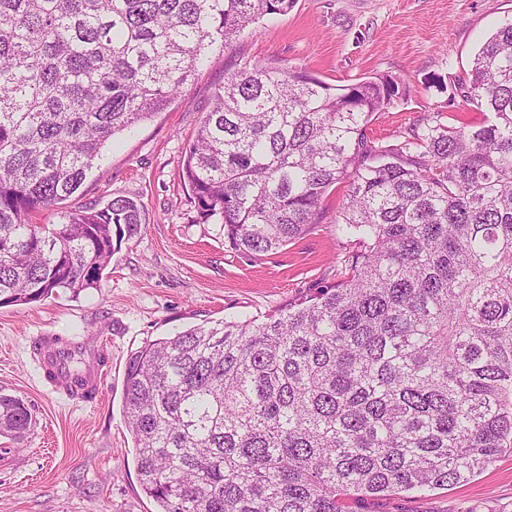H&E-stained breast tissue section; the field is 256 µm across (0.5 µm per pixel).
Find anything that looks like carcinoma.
I'll list each match as a JSON object with an SVG mask.
<instances>
[{"label":"carcinoma","mask_w":512,"mask_h":512,"mask_svg":"<svg viewBox=\"0 0 512 512\" xmlns=\"http://www.w3.org/2000/svg\"><path fill=\"white\" fill-rule=\"evenodd\" d=\"M294 0H0V307L98 287L140 207L75 194L115 135L165 111L215 48ZM459 89L485 114L368 134L390 78L336 86L243 63L225 74L182 172L230 247L278 251L336 224V284L264 320L193 326L132 353L124 413L157 512H352L425 498L512 444V23ZM83 341L62 351L74 382ZM32 415L0 395V434Z\"/></svg>","instance_id":"1"}]
</instances>
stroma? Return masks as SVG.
I'll use <instances>...</instances> for the list:
<instances>
[{"label": "stroma", "mask_w": 512, "mask_h": 512, "mask_svg": "<svg viewBox=\"0 0 512 512\" xmlns=\"http://www.w3.org/2000/svg\"><path fill=\"white\" fill-rule=\"evenodd\" d=\"M512 20V0H294L214 52L164 112L115 138L62 210L140 204L137 236L123 240L98 288L0 307V394L23 399L35 420L22 439L0 435V512H156L141 490L123 412L131 353L161 336L261 317L340 279L336 215L343 186L324 200L322 223L276 253L231 249L205 220L182 177V155L233 63L278 62L328 83L387 77L400 97L377 113L370 137L394 142L424 115L482 121L458 80L481 45ZM90 338L109 368L97 393L73 399L50 385L39 336ZM355 512H512V449L468 482L366 498Z\"/></svg>", "instance_id": "35a3bbf8"}]
</instances>
